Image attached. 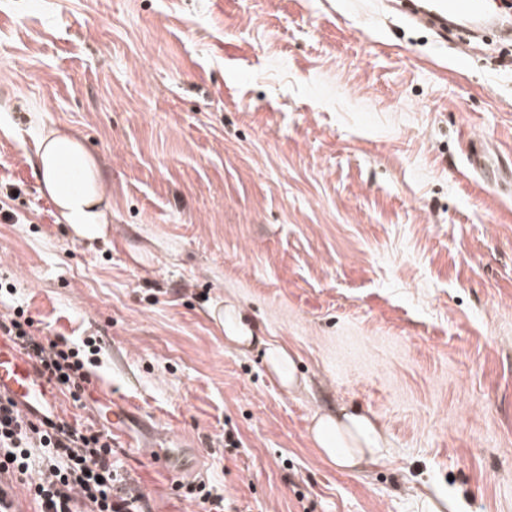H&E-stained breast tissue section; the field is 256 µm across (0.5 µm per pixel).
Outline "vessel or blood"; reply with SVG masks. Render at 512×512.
Segmentation results:
<instances>
[{
	"label": "vessel or blood",
	"mask_w": 512,
	"mask_h": 512,
	"mask_svg": "<svg viewBox=\"0 0 512 512\" xmlns=\"http://www.w3.org/2000/svg\"><path fill=\"white\" fill-rule=\"evenodd\" d=\"M487 13L485 0H412V17L425 18L439 31L456 18L461 27L470 28ZM9 394L26 412H35L48 396L44 376L19 348L0 335V394Z\"/></svg>",
	"instance_id": "obj_1"
}]
</instances>
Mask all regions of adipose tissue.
<instances>
[{
	"label": "adipose tissue",
	"mask_w": 512,
	"mask_h": 512,
	"mask_svg": "<svg viewBox=\"0 0 512 512\" xmlns=\"http://www.w3.org/2000/svg\"><path fill=\"white\" fill-rule=\"evenodd\" d=\"M31 164L42 190L76 240L92 242L105 237L109 202L102 174L77 134L69 130L42 134ZM222 327L231 343L246 348L264 346V359L280 383L288 388L297 385L295 364L288 349L264 343L235 307L225 306ZM312 433L321 454L339 467L379 458L386 445L381 429L357 409L340 417L333 413L316 416Z\"/></svg>",
	"instance_id": "ef3b65f1"
}]
</instances>
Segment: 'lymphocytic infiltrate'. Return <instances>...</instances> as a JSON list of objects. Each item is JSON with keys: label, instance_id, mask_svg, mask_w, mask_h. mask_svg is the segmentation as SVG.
Segmentation results:
<instances>
[{"label": "lymphocytic infiltrate", "instance_id": "obj_1", "mask_svg": "<svg viewBox=\"0 0 512 512\" xmlns=\"http://www.w3.org/2000/svg\"><path fill=\"white\" fill-rule=\"evenodd\" d=\"M21 310L0 314V334L33 361L51 388L81 401L91 383V355L101 345L77 346L65 338L42 339ZM112 434L56 414L31 419L0 395V501L23 486L37 512H151L147 500L127 486L112 459Z\"/></svg>", "mask_w": 512, "mask_h": 512}]
</instances>
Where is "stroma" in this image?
Segmentation results:
<instances>
[{"mask_svg": "<svg viewBox=\"0 0 512 512\" xmlns=\"http://www.w3.org/2000/svg\"><path fill=\"white\" fill-rule=\"evenodd\" d=\"M395 0H0V284L43 336H94L128 414L117 457L151 512H512V70ZM79 134L109 197L79 242L29 162ZM240 306L286 346L224 339ZM360 409L346 470L315 414ZM489 156L481 145H476L475 143L471 146V151L469 155V163L470 165L477 171L483 174V177H486L489 174H492L496 180L499 178H506L509 173L508 166L503 164V160L498 158V166L496 172L494 170H487V162ZM218 325L224 329L225 340L231 343L246 348L258 345L261 349L263 346L264 360L280 383L288 388L298 385L295 364L288 349L265 342L261 336H256V330L244 320L243 315L234 306L224 305V321L218 320ZM313 439L321 454L338 467H354L364 459L381 456L386 439L364 412L355 409L342 415L324 413L315 417ZM187 494L195 495L194 499L198 501L202 512H224L226 503H224V494L219 493L214 487L207 489L206 484H198L197 486H189ZM225 509V510H224Z\"/></svg>", "mask_w": 512, "mask_h": 512, "instance_id": "obj_1", "label": "stroma"}]
</instances>
